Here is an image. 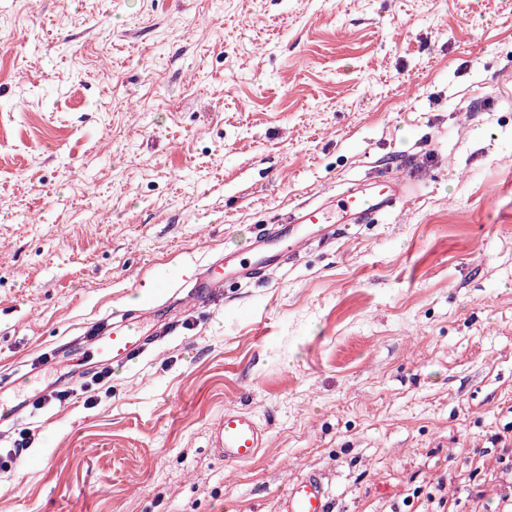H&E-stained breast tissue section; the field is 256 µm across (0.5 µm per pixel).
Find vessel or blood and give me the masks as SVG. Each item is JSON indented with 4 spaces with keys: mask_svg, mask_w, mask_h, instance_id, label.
<instances>
[{
    "mask_svg": "<svg viewBox=\"0 0 512 512\" xmlns=\"http://www.w3.org/2000/svg\"><path fill=\"white\" fill-rule=\"evenodd\" d=\"M413 196L410 184L399 176H383L367 183H354L329 202H302L292 207L283 223L256 233L242 249L225 252L213 259L189 284L194 304L205 305L220 295L228 280L239 282L277 266L287 249L312 240H327L345 224H372L404 205ZM171 323L158 310H139L136 319L112 318L100 335L74 337L53 349L47 364L67 359L76 351L91 349L96 364L112 368L127 365L148 345L169 335ZM48 397V389L34 374L23 375L13 391L0 395V429L15 426L29 410ZM210 444L225 463H245L266 444V430L255 414L228 410L210 429ZM280 512H330L328 490L322 477L305 474L292 480L280 501Z\"/></svg>",
    "mask_w": 512,
    "mask_h": 512,
    "instance_id": "vessel-or-blood-1",
    "label": "vessel or blood"
}]
</instances>
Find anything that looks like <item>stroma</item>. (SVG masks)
Here are the masks:
<instances>
[{
    "instance_id": "35a3bbf8",
    "label": "stroma",
    "mask_w": 512,
    "mask_h": 512,
    "mask_svg": "<svg viewBox=\"0 0 512 512\" xmlns=\"http://www.w3.org/2000/svg\"><path fill=\"white\" fill-rule=\"evenodd\" d=\"M383 174L414 201L186 304L109 382L44 372L70 396L0 435V512H278L309 472L331 512H499L512 484V0H0V373ZM227 409L267 429L249 463L209 446Z\"/></svg>"
}]
</instances>
